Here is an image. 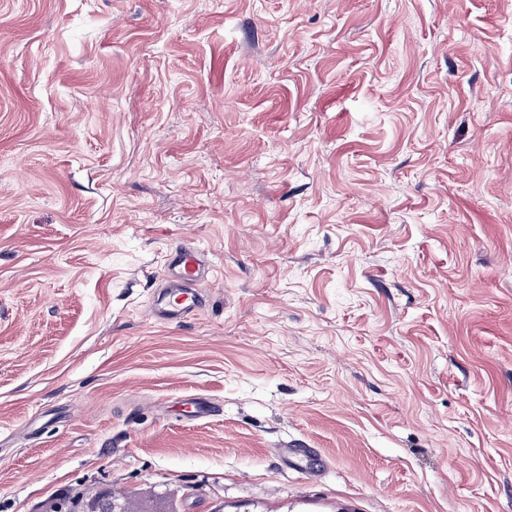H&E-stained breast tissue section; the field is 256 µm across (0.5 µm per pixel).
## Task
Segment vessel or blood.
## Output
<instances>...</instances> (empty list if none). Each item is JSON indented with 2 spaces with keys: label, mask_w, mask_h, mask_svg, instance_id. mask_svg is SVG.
<instances>
[{
  "label": "vessel or blood",
  "mask_w": 512,
  "mask_h": 512,
  "mask_svg": "<svg viewBox=\"0 0 512 512\" xmlns=\"http://www.w3.org/2000/svg\"><path fill=\"white\" fill-rule=\"evenodd\" d=\"M168 268L175 275L176 286L172 288L167 301L153 309L152 315L159 322L178 323L201 307L203 294L200 285L207 281L208 270L198 249L189 245H181L174 250ZM280 454L287 459L289 467L305 475L313 472L315 449L284 448Z\"/></svg>",
  "instance_id": "1"
}]
</instances>
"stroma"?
I'll return each instance as SVG.
<instances>
[{
  "label": "stroma",
  "mask_w": 512,
  "mask_h": 512,
  "mask_svg": "<svg viewBox=\"0 0 512 512\" xmlns=\"http://www.w3.org/2000/svg\"><path fill=\"white\" fill-rule=\"evenodd\" d=\"M83 482L512 512V0H0V512ZM168 269L174 272L177 285L168 293V300L153 309L152 315L158 322L178 323L202 307L204 297L198 286L208 280V268L196 247L179 245L169 258ZM280 454L288 460L290 468L298 469L304 475H310L313 470V460L316 457L315 448H283Z\"/></svg>",
  "instance_id": "35a3bbf8"
}]
</instances>
